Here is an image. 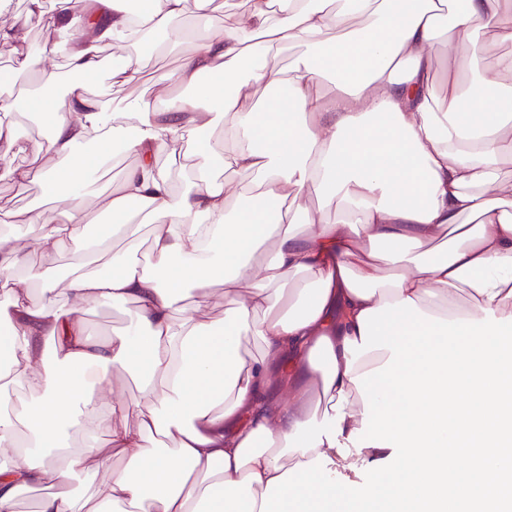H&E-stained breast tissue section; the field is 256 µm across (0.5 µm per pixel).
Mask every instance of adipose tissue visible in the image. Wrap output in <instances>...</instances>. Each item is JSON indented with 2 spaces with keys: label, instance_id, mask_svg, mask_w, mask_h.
<instances>
[{
  "label": "adipose tissue",
  "instance_id": "1",
  "mask_svg": "<svg viewBox=\"0 0 512 512\" xmlns=\"http://www.w3.org/2000/svg\"><path fill=\"white\" fill-rule=\"evenodd\" d=\"M44 2L27 0V12L48 16L54 37L18 69L43 78L61 54L80 79L0 105V149L33 159L1 171L45 196L0 222L37 227L45 255L93 252L103 270L58 280L0 235V349L11 359L0 384V512H17L46 481L55 489L38 512H260L270 480L317 455L340 472L387 458L349 440L364 412L353 379L390 356L349 363L344 343L360 339V313L409 297L450 321L489 308L512 316V0L454 10L448 0H252L158 76L161 107L121 112L85 88L102 48L133 23L169 33L209 0H139L134 14L128 0H87L80 12L55 0L50 16ZM291 44L305 53L287 78L270 52ZM465 62L477 83L460 79ZM16 113L44 127L58 166L41 164ZM216 129L218 152L202 141ZM119 151L137 162L105 210L117 225L146 212L144 265L87 238L91 178ZM187 163L191 178L173 189L171 170ZM237 173L258 176L257 193L231 190ZM313 196L343 217L317 216ZM276 202L285 213L271 214ZM216 285L224 316L208 320L200 309ZM126 302L136 313L121 332H87L86 309ZM254 336L263 354L248 359L241 348ZM133 371L141 398L109 396L110 376ZM116 458L121 469L83 494Z\"/></svg>",
  "mask_w": 512,
  "mask_h": 512
}]
</instances>
